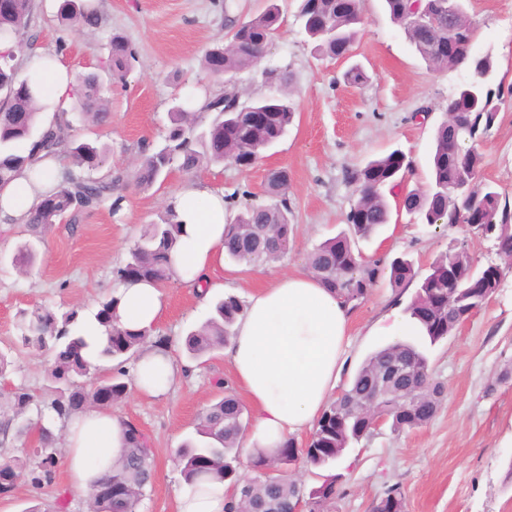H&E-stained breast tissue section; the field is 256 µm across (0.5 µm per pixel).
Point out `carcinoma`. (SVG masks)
I'll return each instance as SVG.
<instances>
[{"label":"carcinoma","instance_id":"cac0c4a2","mask_svg":"<svg viewBox=\"0 0 512 512\" xmlns=\"http://www.w3.org/2000/svg\"><path fill=\"white\" fill-rule=\"evenodd\" d=\"M390 19L400 26L416 53L429 65L440 69L467 65L477 70L485 58L472 56L474 27L467 15L465 0H459L456 13L448 15V0H384ZM31 0H0V37L17 40L26 23ZM58 17L78 31L96 29L100 17L92 0H61ZM298 18L303 32L322 54L336 58L347 53L364 25L363 0H302ZM283 18L276 4L241 22H234L227 44L205 51L203 66L211 74L224 70L233 83L224 93L206 101L202 111L212 114L204 129H199L196 113L185 103H175L170 112V126L165 145L158 150L143 151L132 169V180L141 189L163 181L172 168L191 173L203 165H235L262 157V151L276 144L294 122L296 107L288 92V73L278 67L261 72L264 81L276 85L274 97H261L249 103L241 101L238 76L253 71L264 58L282 26ZM460 40L459 54L450 57L438 51L448 40V29ZM133 59L128 41L119 33L109 39L106 69L114 78H123ZM11 57L0 56V187L14 174L32 167L40 156L67 155L72 173L64 184L48 190L31 212L25 231L31 239L21 245L13 264L21 269L31 265L34 242L55 221L112 196L117 180H97L92 174L108 160V152L88 142L70 138V124L65 116L40 123L46 109L37 85L18 77L10 64ZM490 83L472 80L448 100L447 118L437 128L431 156L432 177L428 189L405 194L403 208L424 224L442 223L450 227L467 222L477 236L493 237L501 243V256L512 262V207L502 200L491 183L479 188V198L471 207L464 197L466 180L481 168L482 156L473 146L478 137L493 126L496 114L483 108V98ZM74 99L86 122L103 127L111 122L105 86L93 73L78 79ZM260 110V119L252 111ZM201 149H195V145ZM402 152L369 161L352 171L349 181L356 185L358 198L346 216L348 231L319 244L309 256L311 270L322 283L336 291L343 302L355 308L377 282L380 269L389 271L392 285L413 282L417 273L412 261L397 257L385 264L366 261L355 251L357 239H366L389 221L387 194L393 193L408 168ZM288 172L272 174L264 187L268 204H247L224 229V256L237 264L272 263L288 253L294 236L286 197ZM182 224L173 208H166L159 224H151L130 251V259L114 271L117 282L153 281L165 284L173 279L172 250ZM503 270L490 265L478 267L464 248H450L439 254L421 278L418 289L404 313L415 321L434 345L450 335L474 312L480 310L501 285ZM116 294L100 301L93 320L106 337L105 344L90 359V343L79 326V312L61 316L46 306H35L19 314L18 329L23 347L51 356L50 379L60 385L56 398L45 405L28 390L17 387L0 392V435L8 437L13 425L17 434L30 430L37 434L36 446L25 457L0 455V476L23 475L34 485L52 478L60 465V456L46 449L55 447L50 427L43 423L45 411L67 419L88 406H107L121 402L127 394L124 364L145 344L151 343L164 353L169 341L116 325L113 310ZM243 312L241 301L229 295L218 300L212 316L184 338L186 353L199 360L221 348L233 336V326ZM408 360L415 371L411 385L393 381L368 398L371 384L383 378L386 366L393 361ZM95 375L98 385L86 389L79 379ZM443 394L441 383L432 378L428 357L413 343L395 341L372 352L357 368L344 389V397L328 403L317 419L304 448L290 437L268 458L251 455L257 475L248 478L240 466L243 432L249 424L244 405L232 389L211 404L200 416L195 435L187 438L176 457L187 483L213 481L236 484L247 482L246 496L234 501L230 512H267L286 507L299 500L309 512H321L324 504L340 495L338 476L330 475L318 487L304 492V487L288 478L284 467L297 458L316 469L331 468L343 451L368 439L371 424L386 417L394 432L428 425L436 416ZM127 446L99 483L110 484L102 494L90 490L91 512H137L144 489L154 476L153 452L148 437L131 424H125ZM373 512H405V497L397 487L388 489L373 506Z\"/></svg>","mask_w":512,"mask_h":512}]
</instances>
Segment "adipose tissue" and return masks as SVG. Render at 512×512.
Wrapping results in <instances>:
<instances>
[{"instance_id":"adipose-tissue-1","label":"adipose tissue","mask_w":512,"mask_h":512,"mask_svg":"<svg viewBox=\"0 0 512 512\" xmlns=\"http://www.w3.org/2000/svg\"><path fill=\"white\" fill-rule=\"evenodd\" d=\"M26 74L39 83L43 98L58 104L71 101L75 80L63 67L49 69L39 61ZM64 166L59 156L40 161L39 170L48 174L42 181L27 171L17 173L0 189V217L25 223L49 181L57 179ZM172 203L184 224L174 256L175 276L198 297L208 298L224 287V196L205 185L191 184L183 187ZM117 295L115 317L120 325L155 331L164 308L160 285L126 282L119 284ZM348 337V306L314 274L279 275L250 294L224 349L235 380L253 409L245 447L278 448L288 437L314 425L336 388ZM177 375L169 356L149 350L138 359L134 382L138 389L158 396L171 390ZM64 440L70 480L81 489L90 488L109 470L125 446L123 427L105 409L75 417ZM233 499L225 483L185 484L177 493L178 512H228Z\"/></svg>"}]
</instances>
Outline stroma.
<instances>
[{
    "instance_id": "1",
    "label": "stroma",
    "mask_w": 512,
    "mask_h": 512,
    "mask_svg": "<svg viewBox=\"0 0 512 512\" xmlns=\"http://www.w3.org/2000/svg\"><path fill=\"white\" fill-rule=\"evenodd\" d=\"M94 3L99 27L78 32L60 23V0H32L21 35L26 57H53L75 75L101 71L112 33L125 36L134 52L126 78L109 85L110 126L91 127L77 112L67 113L74 136L110 147L107 168L118 179L119 210L104 203L84 209L79 224H53L38 246L40 261L25 275L11 263L25 239L23 227L0 222V353L11 362L0 388L22 387L41 397L49 387V361L19 347L18 312L47 305L60 314L75 309L89 315L115 290L114 269L145 228L160 222L184 185L201 182L224 192L234 215L240 202L233 192L248 191L263 202L268 170L287 169L295 226L287 255L254 267L224 264L227 293L247 300L272 276L307 271L313 248L345 229L357 196L348 171L397 149L411 163L398 194L425 190L435 130L446 118L449 99L473 77L465 65L430 67L391 21L382 0H365V26L351 57L339 60L315 53L297 22L299 0H278L284 22L261 64L285 69L290 76L297 114L287 133L250 170L231 163L192 174L175 169L143 191L128 178L131 164L143 148L164 145L175 96L208 99L224 90L223 78L209 75L202 57L223 43L225 15L249 18L264 10L268 0ZM466 9L476 26L472 52L491 55L494 84L501 91L497 118L476 144L483 159L481 177L512 201V0H468ZM353 64L367 73L365 86L344 81ZM462 245L478 265L498 260L491 241L464 227L423 224L403 211L393 212L389 224L357 247L369 260L407 258L423 276L438 254ZM163 291L156 333L170 338L169 353L185 373L168 395L150 398L131 388L112 408L151 441L154 478L138 512H177L183 477L175 450L217 397V382H234L223 352L201 363L189 359L183 348L187 332L211 316V302L176 279ZM415 292L412 285L392 288L388 276L380 275L351 312L347 362L338 387L347 385L371 352L390 343V336L375 335L374 329L385 316L403 317ZM424 351L434 379L444 387L435 418L400 433L382 425L367 441L347 449L334 467L341 476L340 494L324 512H372L393 486L405 495V512H512V269L505 270L498 292L482 309ZM34 505L41 512H89V494L72 486L61 468L50 484L36 488L21 478L0 496V512H27Z\"/></svg>"
}]
</instances>
